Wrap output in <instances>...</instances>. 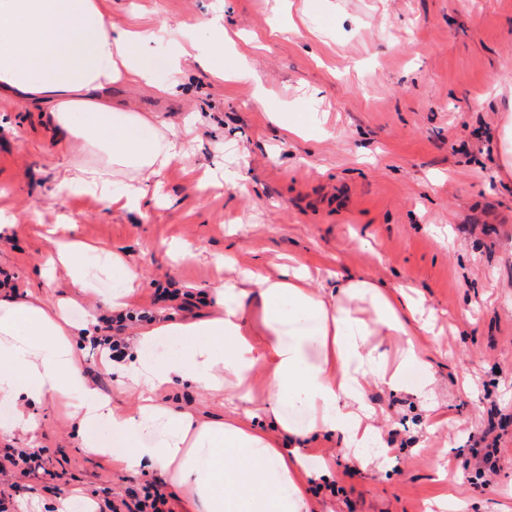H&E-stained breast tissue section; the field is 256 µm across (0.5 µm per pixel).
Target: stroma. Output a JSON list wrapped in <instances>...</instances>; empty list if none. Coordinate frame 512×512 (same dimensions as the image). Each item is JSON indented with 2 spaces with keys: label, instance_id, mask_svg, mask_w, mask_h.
Instances as JSON below:
<instances>
[{
  "label": "stroma",
  "instance_id": "obj_1",
  "mask_svg": "<svg viewBox=\"0 0 512 512\" xmlns=\"http://www.w3.org/2000/svg\"><path fill=\"white\" fill-rule=\"evenodd\" d=\"M112 20L147 32L151 85L116 95L136 110L185 125L186 156L165 172L159 197L140 211L56 196L64 160L38 113L0 98V211L15 227L0 239V271L18 298L97 299L64 270L42 275L50 234L65 217L79 239L124 252L143 286L136 309L153 306L152 281H172L203 315L225 272L218 254L278 277L289 257L340 278L365 277L422 300L434 332L420 343L429 370H407L405 392L365 386L380 434L367 471L352 470L347 444L323 437L306 448L307 471L325 461L348 496L311 495L312 512H424L447 496V512H512V425L485 489L474 490L468 450L491 407L512 415V174L499 165L498 131L512 114V0H108ZM220 16L224 76L196 61L172 77L171 55L198 42L193 23ZM190 244L175 258L169 245ZM85 377L131 410L137 394L87 341ZM431 383L432 400L419 390ZM163 400L205 420L232 416L223 395L174 383ZM36 438L0 448L47 449L36 474L0 480L17 512H55L74 491L124 492L128 470L83 448L68 408L33 411Z\"/></svg>",
  "mask_w": 512,
  "mask_h": 512
}]
</instances>
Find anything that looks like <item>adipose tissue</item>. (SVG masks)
<instances>
[{
    "instance_id": "adipose-tissue-1",
    "label": "adipose tissue",
    "mask_w": 512,
    "mask_h": 512,
    "mask_svg": "<svg viewBox=\"0 0 512 512\" xmlns=\"http://www.w3.org/2000/svg\"><path fill=\"white\" fill-rule=\"evenodd\" d=\"M145 35L116 27L106 0H0V96L23 101L49 115L66 159L57 175L62 196L85 195L117 208L140 210L150 188L184 143L160 116L116 107L118 83L151 84L143 51ZM64 268L83 289L102 276L119 285L105 296L113 313L132 308L141 286L138 270L104 246L60 241L46 256L45 271ZM260 298V338L246 329L250 294ZM212 312L193 321L151 322L136 339L134 358L115 370L139 391L134 410H113L108 396L82 374L75 339L96 322H70L62 308L40 298L0 294V397L16 415L0 435L36 433L31 411L46 400L65 403L80 428L107 420L113 446L86 438L98 457L118 459L127 469L163 475L183 496L184 512H309L307 477H330L329 469L307 473L302 450L326 433L343 436L350 462L366 469L364 453L376 430L365 384L374 380L400 391L406 369L422 365L413 309L364 278L340 280L332 292L313 288L304 266L273 279L260 270H238L213 290ZM368 302L366 316L357 303ZM402 336L406 346L396 368L372 335ZM173 346L163 358L152 351L159 339ZM263 372L268 402L254 403L251 379ZM183 380L205 392L223 393L245 416L200 421L189 411L157 403L161 386ZM305 412V423L294 415ZM269 417L283 435L276 441L256 426Z\"/></svg>"
}]
</instances>
